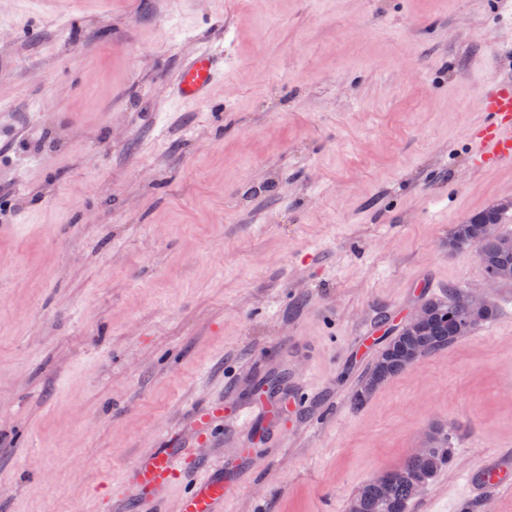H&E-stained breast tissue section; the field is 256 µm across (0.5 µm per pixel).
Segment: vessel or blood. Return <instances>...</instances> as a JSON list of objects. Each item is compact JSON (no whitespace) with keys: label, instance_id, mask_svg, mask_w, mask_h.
<instances>
[{"label":"vessel or blood","instance_id":"b4317fda","mask_svg":"<svg viewBox=\"0 0 512 512\" xmlns=\"http://www.w3.org/2000/svg\"><path fill=\"white\" fill-rule=\"evenodd\" d=\"M224 75V50L215 48L186 61L176 82L171 86L173 98L183 102L200 101L208 97L214 83ZM483 111L495 117L475 151V166L486 168L503 161L512 162V88L500 85L481 99ZM181 471L176 463V451L158 449L139 465L135 482L153 493L164 492L177 483ZM467 483L471 496L485 495L512 485V460L491 456L480 471L472 473ZM229 490L223 482L205 479L183 501L181 512H224Z\"/></svg>","mask_w":512,"mask_h":512}]
</instances>
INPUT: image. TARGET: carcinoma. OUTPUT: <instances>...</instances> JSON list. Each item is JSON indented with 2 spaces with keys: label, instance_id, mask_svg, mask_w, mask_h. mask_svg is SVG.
Returning <instances> with one entry per match:
<instances>
[{
  "label": "carcinoma",
  "instance_id": "obj_1",
  "mask_svg": "<svg viewBox=\"0 0 512 512\" xmlns=\"http://www.w3.org/2000/svg\"><path fill=\"white\" fill-rule=\"evenodd\" d=\"M511 204L493 203L448 232V251L475 249L488 277L501 283L512 282V233L501 229L503 215ZM461 289L448 290L444 298H431L423 308L427 315L419 324L406 323L385 346L369 373L358 385L353 401L360 405L389 379L403 373L431 353L444 348L480 325L494 319L496 304L474 302L466 309L456 305ZM455 454L448 431L434 426L426 448L408 457L401 468L387 472L384 484L371 478L353 497L355 512H408L414 493L428 488Z\"/></svg>",
  "mask_w": 512,
  "mask_h": 512
}]
</instances>
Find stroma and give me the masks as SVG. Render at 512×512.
<instances>
[{
  "label": "stroma",
  "instance_id": "stroma-1",
  "mask_svg": "<svg viewBox=\"0 0 512 512\" xmlns=\"http://www.w3.org/2000/svg\"><path fill=\"white\" fill-rule=\"evenodd\" d=\"M223 47L208 98L170 93ZM512 80V0H0V512H128L167 439L178 512L251 453L224 512H348L422 447L456 455L409 512H455L512 455V283L452 225L512 197L475 168L480 100ZM498 309L351 401L415 308ZM287 382L275 441L240 413ZM467 483L470 487L469 498L483 496L491 491L498 492L502 488L510 487L512 485L511 459L492 455L480 471L472 473L467 478ZM468 497L459 500L458 504L469 500Z\"/></svg>",
  "mask_w": 512,
  "mask_h": 512
}]
</instances>
